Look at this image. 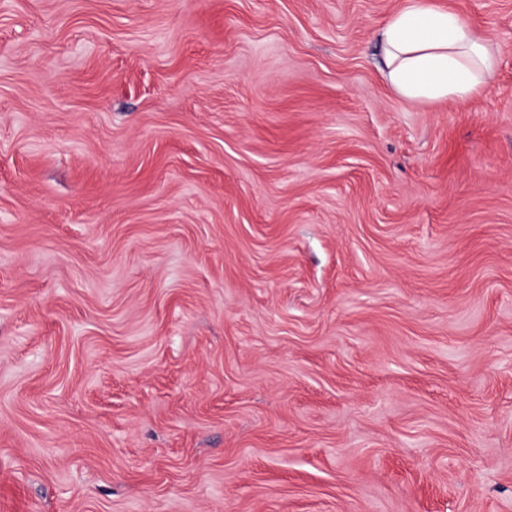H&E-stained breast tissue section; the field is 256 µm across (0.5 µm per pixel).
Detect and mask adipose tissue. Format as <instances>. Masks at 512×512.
<instances>
[{
    "label": "adipose tissue",
    "instance_id": "obj_1",
    "mask_svg": "<svg viewBox=\"0 0 512 512\" xmlns=\"http://www.w3.org/2000/svg\"><path fill=\"white\" fill-rule=\"evenodd\" d=\"M379 41L388 84L412 105L468 99L498 66L487 39L431 0H404L381 28Z\"/></svg>",
    "mask_w": 512,
    "mask_h": 512
}]
</instances>
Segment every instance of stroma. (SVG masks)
I'll return each mask as SVG.
<instances>
[{
    "instance_id": "1",
    "label": "stroma",
    "mask_w": 512,
    "mask_h": 512,
    "mask_svg": "<svg viewBox=\"0 0 512 512\" xmlns=\"http://www.w3.org/2000/svg\"><path fill=\"white\" fill-rule=\"evenodd\" d=\"M411 105L403 0H0V512H512V0ZM384 76L407 103L465 100L494 77L489 41L430 0H404L380 30Z\"/></svg>"
}]
</instances>
